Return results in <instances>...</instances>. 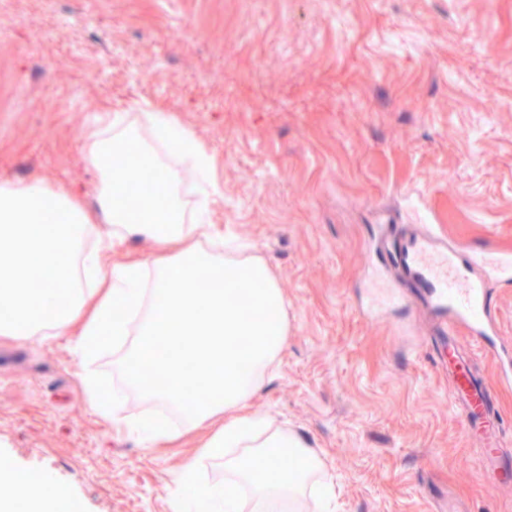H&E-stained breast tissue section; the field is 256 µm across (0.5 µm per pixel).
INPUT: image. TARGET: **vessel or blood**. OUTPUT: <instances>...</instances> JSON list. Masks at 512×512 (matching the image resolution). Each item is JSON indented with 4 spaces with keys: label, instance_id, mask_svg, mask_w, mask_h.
Listing matches in <instances>:
<instances>
[{
    "label": "vessel or blood",
    "instance_id": "b4317fda",
    "mask_svg": "<svg viewBox=\"0 0 512 512\" xmlns=\"http://www.w3.org/2000/svg\"><path fill=\"white\" fill-rule=\"evenodd\" d=\"M383 260L395 268L401 282L423 289L432 308L444 315V330L457 335L467 328L471 335L489 344L501 369L512 366V346L495 344V308L482 280L472 276L471 263L484 264L488 276H512V254L497 252L474 255L465 261L441 245L434 232L391 231L381 241ZM448 362L454 368L450 402L459 412L470 437L480 442L478 455L483 475L497 484L512 483V454L502 443L506 433L487 383L476 379L456 347H449Z\"/></svg>",
    "mask_w": 512,
    "mask_h": 512
}]
</instances>
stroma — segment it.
<instances>
[{"label":"stroma","instance_id":"stroma-1","mask_svg":"<svg viewBox=\"0 0 512 512\" xmlns=\"http://www.w3.org/2000/svg\"><path fill=\"white\" fill-rule=\"evenodd\" d=\"M162 107L217 160L208 212L260 258L288 345L253 414L300 435L335 512H512L448 404L439 318L367 315L380 236L429 224L463 254L512 250V0H0V180L98 208L86 152L106 109ZM512 428V384L460 332ZM77 329L0 335V456L48 474L47 512H174V477L224 480L200 434L147 446L113 429Z\"/></svg>","mask_w":512,"mask_h":512}]
</instances>
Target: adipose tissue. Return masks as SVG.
Returning a JSON list of instances; mask_svg holds the SVG:
<instances>
[{
	"label": "adipose tissue",
	"instance_id": "adipose-tissue-1",
	"mask_svg": "<svg viewBox=\"0 0 512 512\" xmlns=\"http://www.w3.org/2000/svg\"><path fill=\"white\" fill-rule=\"evenodd\" d=\"M146 119L150 136L145 140L117 110L110 112L105 129L91 134L88 152L100 174L98 212L86 211L61 188L0 181V309L11 314L0 319V335L23 338L45 330L59 335L75 325L88 352L100 336L111 334L113 370L121 380L113 407L134 390L142 400L165 402L180 417L171 427L116 416L113 426L150 444L207 428L201 452L223 461L225 478L200 485L192 467H185L175 478L189 490L177 503L179 512H240L246 498L252 512H304L310 501L328 512L331 479L311 481L324 471L323 461L293 432L271 428L249 410L268 368L288 344L285 299L263 261L224 252L223 239L205 215L186 219L179 192L184 171L172 159L190 160L210 177L214 156L172 113L159 109ZM131 146L163 172V206L147 200L129 211L125 199L131 181L109 158ZM50 211L57 214L56 222L47 221ZM92 236L106 237L116 249L129 238L144 237L156 250L151 258L107 268L84 247ZM152 289L169 292L168 307L151 308L136 324L122 317V310L139 306ZM187 332L192 340H184ZM159 339L178 341L179 352L161 363L170 385L146 391L133 367ZM243 361L251 362L250 375L240 373ZM186 369L201 380L205 401L187 395ZM20 500L31 512H43L24 472L0 458V512H12Z\"/></svg>",
	"mask_w": 512,
	"mask_h": 512
}]
</instances>
